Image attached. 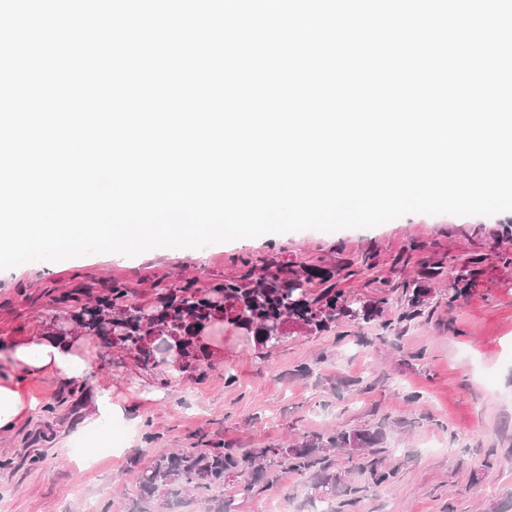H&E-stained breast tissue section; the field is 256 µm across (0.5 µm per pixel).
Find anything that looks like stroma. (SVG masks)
<instances>
[{
	"mask_svg": "<svg viewBox=\"0 0 512 512\" xmlns=\"http://www.w3.org/2000/svg\"><path fill=\"white\" fill-rule=\"evenodd\" d=\"M477 253L486 260L473 283L449 301L451 279L428 281V317L402 323L404 282L427 261L456 266ZM512 212L493 216L408 214L370 229L304 230L212 244L187 252L157 248L135 257L105 253L58 262H29L0 271V343L46 332L50 308L41 294L79 282H129L149 302L157 281L186 279L210 287L238 277L252 256L305 275L312 266L335 269L337 288L376 299L388 282L387 305L370 321L339 319L310 331L288 326L278 344L258 345L252 332L224 321L215 333L223 356L202 361L179 382L113 351L97 362L122 388L161 389L162 399L126 414L131 433L122 450L90 463H68L86 437V411L95 376L80 385L52 378L31 383L55 413L37 412L24 430L0 437V499L10 512H132L138 474L128 458L149 465L164 450L226 443L234 448L288 446L303 436L382 427L383 463L396 471L390 485L371 484L358 464L336 454L346 490L329 512H512ZM398 329L384 333L383 323ZM227 512H265L288 500L291 512H317L308 476L281 462L270 479L246 494L238 478L211 492L150 502L147 512H206V496Z\"/></svg>",
	"mask_w": 512,
	"mask_h": 512,
	"instance_id": "35a3bbf8",
	"label": "stroma"
}]
</instances>
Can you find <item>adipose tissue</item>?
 <instances>
[{
	"label": "adipose tissue",
	"instance_id": "ef3b65f1",
	"mask_svg": "<svg viewBox=\"0 0 512 512\" xmlns=\"http://www.w3.org/2000/svg\"><path fill=\"white\" fill-rule=\"evenodd\" d=\"M94 359L93 340L88 336L11 337L5 354H0V435L15 433L32 420L40 405L29 390L32 381L47 375L65 383L85 379ZM128 401V395L117 391L111 378L100 379L86 426L96 429L123 416Z\"/></svg>",
	"mask_w": 512,
	"mask_h": 512
}]
</instances>
